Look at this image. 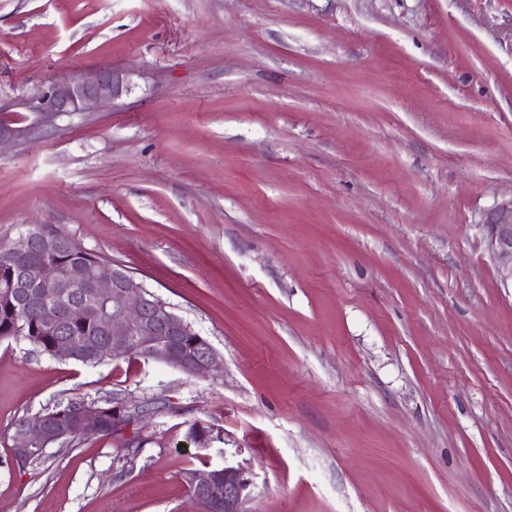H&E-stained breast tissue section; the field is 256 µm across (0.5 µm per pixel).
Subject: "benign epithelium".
<instances>
[{"instance_id": "benign-epithelium-1", "label": "benign epithelium", "mask_w": 512, "mask_h": 512, "mask_svg": "<svg viewBox=\"0 0 512 512\" xmlns=\"http://www.w3.org/2000/svg\"><path fill=\"white\" fill-rule=\"evenodd\" d=\"M131 87V74L112 67L98 69L77 81L36 87L0 104L3 114L20 109L32 116L31 122L23 126L1 120L0 144L27 139L52 128L62 115L88 112L100 104L113 103L129 94ZM484 227L488 252L497 264L500 280L512 285V201L494 209ZM64 245L62 234L37 238L25 231L9 242L10 252L26 260L24 275L41 285L37 293V317L41 322L56 328L71 324L76 306L61 303L62 289L79 284L89 289L92 303L112 308L103 325L106 339L86 344L87 356L119 359L140 351L147 354L149 361L190 375L207 374L220 367L218 353L201 336L194 352L187 354L179 349L181 337L197 336V332L125 266L97 260L92 263L87 277L79 282L64 276L57 266L34 259L38 250L52 252L63 249ZM114 414L121 421L129 447H137L140 435L133 429L147 415L140 412V405L128 400L114 407ZM70 425L82 433L95 432L99 429V411L79 406L68 412L64 422L39 413L22 419L15 426L12 456H27L38 443L63 439ZM191 484V497L199 506H207V512H246L244 505L250 500L253 489L252 473L241 464H208L192 473Z\"/></svg>"}]
</instances>
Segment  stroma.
I'll list each match as a JSON object with an SVG mask.
<instances>
[{
	"instance_id": "35a3bbf8",
	"label": "stroma",
	"mask_w": 512,
	"mask_h": 512,
	"mask_svg": "<svg viewBox=\"0 0 512 512\" xmlns=\"http://www.w3.org/2000/svg\"><path fill=\"white\" fill-rule=\"evenodd\" d=\"M108 66L127 96L0 144V243L56 225L223 364L0 340V512H200L202 455L247 512H512V0H0V99ZM116 393L163 404L135 462L14 466L19 420ZM483 225L488 252L497 264L500 280L512 288V200L494 209ZM196 469H199L195 471ZM195 471V472H194ZM193 500L208 512H246L244 505L250 500L253 489L252 473L241 464L237 466L207 464L203 469L189 468L184 480L191 489ZM208 504V508L204 507ZM204 511V512H207Z\"/></svg>"
}]
</instances>
